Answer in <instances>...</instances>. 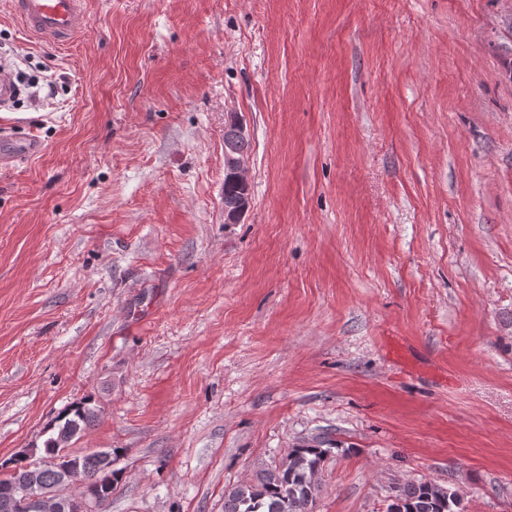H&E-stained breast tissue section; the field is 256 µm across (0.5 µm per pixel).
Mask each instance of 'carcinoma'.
I'll list each match as a JSON object with an SVG mask.
<instances>
[{"label": "carcinoma", "instance_id": "obj_1", "mask_svg": "<svg viewBox=\"0 0 512 512\" xmlns=\"http://www.w3.org/2000/svg\"><path fill=\"white\" fill-rule=\"evenodd\" d=\"M224 146L229 153H245L248 140L228 128ZM242 190L237 183L224 178V209H235ZM95 417L94 408L83 404L68 408L46 427L50 436L44 442V455L32 461L16 456L0 461V512H25L21 499L15 496L19 482L28 466L39 465L41 484L55 485L59 467L73 464L80 469L79 482L89 496L96 497L97 512H106L112 499V462H103L101 452L73 455L68 446ZM330 452L324 442L293 448L288 456L274 466L258 470L255 477L224 489V512H315L321 493L317 474ZM386 512H464L458 489L432 482H409L391 488Z\"/></svg>", "mask_w": 512, "mask_h": 512}]
</instances>
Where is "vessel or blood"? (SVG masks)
I'll use <instances>...</instances> for the list:
<instances>
[{"label": "vessel or blood", "instance_id": "obj_1", "mask_svg": "<svg viewBox=\"0 0 512 512\" xmlns=\"http://www.w3.org/2000/svg\"><path fill=\"white\" fill-rule=\"evenodd\" d=\"M24 29L49 45L63 46L83 32L88 17L83 0H7ZM41 142L17 132L0 135V166L42 152Z\"/></svg>", "mask_w": 512, "mask_h": 512}]
</instances>
